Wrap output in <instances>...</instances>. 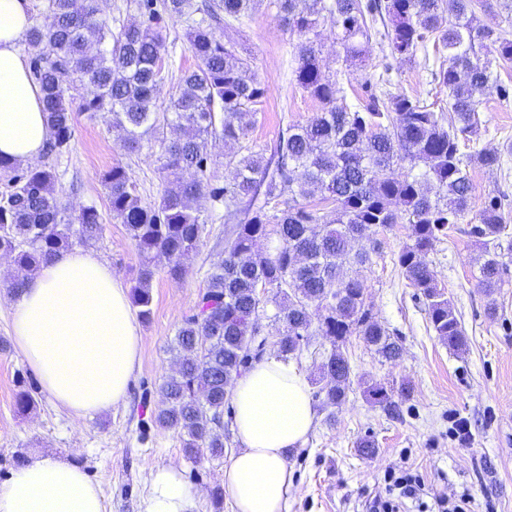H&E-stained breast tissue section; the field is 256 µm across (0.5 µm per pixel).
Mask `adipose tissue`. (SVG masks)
<instances>
[{"instance_id":"adipose-tissue-1","label":"adipose tissue","mask_w":512,"mask_h":512,"mask_svg":"<svg viewBox=\"0 0 512 512\" xmlns=\"http://www.w3.org/2000/svg\"><path fill=\"white\" fill-rule=\"evenodd\" d=\"M29 0H0V157L32 162L50 137L38 84L20 50ZM12 336L54 403L81 417L125 405L141 356L127 288L94 252L74 249L41 265L14 302ZM240 446L224 466L235 512H288L289 449L315 422L309 385L290 363L269 357L231 391ZM200 494L174 464L155 468L139 512H197ZM0 512H105L103 496L78 465L37 455L0 482Z\"/></svg>"}]
</instances>
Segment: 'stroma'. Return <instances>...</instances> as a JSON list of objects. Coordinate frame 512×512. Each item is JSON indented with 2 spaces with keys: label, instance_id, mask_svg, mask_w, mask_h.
<instances>
[{
  "label": "stroma",
  "instance_id": "35a3bbf8",
  "mask_svg": "<svg viewBox=\"0 0 512 512\" xmlns=\"http://www.w3.org/2000/svg\"><path fill=\"white\" fill-rule=\"evenodd\" d=\"M224 38L241 48L251 74L267 93L259 106V121L243 144L209 142L208 169L220 180L230 178L226 161L241 146L270 156L288 124L305 122L319 108L293 79L298 38L284 23L279 0H262L251 16L225 29ZM315 44L323 74L336 83L337 105L355 106L363 96L362 83L381 80L390 92L447 112L448 96L432 77L446 50L429 47L428 60L410 64L391 56L385 39L376 35L368 45L369 65L363 68L345 59L335 17L327 11L319 17ZM167 49L172 77L159 89L162 102L174 93L182 70L195 64L185 23L169 22ZM478 101L480 121L471 146L502 150L512 144V61L501 68L499 83L490 85ZM119 140V131L105 121L92 122L78 113L69 147L41 156L38 163L55 169L57 188L71 212L97 207L103 233L92 250L129 287L139 275L140 258L124 225L109 212L102 176L112 164L122 163L132 172L142 202L151 204L159 198L162 173L157 148L146 145L128 153ZM472 179L475 202L499 195L512 212V153H505L501 168H474ZM202 211L206 231L198 251L184 259L181 280L172 281L161 268L154 274L152 317L140 325L141 362L130 380L126 405L83 418L54 403L16 350L10 293L15 270L9 258L0 256V481L22 461L52 451L87 471L102 490L106 512H139L150 472L173 463L198 489V512H234L230 496L218 503L212 498L224 478L223 461L188 459L177 434L151 420L160 402L157 389L174 370L169 345L192 313L207 286V273L224 249L223 204L206 200ZM474 221L470 211L449 225L447 236L427 256L439 287L464 325L468 346L462 353L449 350L435 336L423 299L395 263L409 240V226L399 224L375 239L359 241V248L372 253V265L363 272L367 302L398 339L403 354L383 362L359 337H350L344 351L358 385L336 411L317 407L306 444L289 453L295 486L288 512H360L362 488L382 481L385 470L408 466L448 495L469 493L474 512H512V280L489 295L477 287L480 249L468 234ZM365 381L407 382L413 394L392 417L366 400L361 387ZM24 390L32 393L36 405L22 413L16 400ZM460 422L470 436L465 444L452 435ZM368 435L376 442V453L370 457L356 448L357 440Z\"/></svg>",
  "mask_w": 512,
  "mask_h": 512
}]
</instances>
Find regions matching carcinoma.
<instances>
[{
    "label": "carcinoma",
    "instance_id": "obj_1",
    "mask_svg": "<svg viewBox=\"0 0 512 512\" xmlns=\"http://www.w3.org/2000/svg\"><path fill=\"white\" fill-rule=\"evenodd\" d=\"M134 4L143 20L115 33L98 0H48L51 22L32 18L25 51L48 113L47 153H61L74 135L71 89L85 90L79 111L87 120L103 118L122 131L125 150L146 143L161 149L162 189L154 204L142 203L124 165L115 163L103 175L112 219L125 225L141 259L130 296L143 320L151 315L155 260H165L168 276L180 279L183 259L199 249L205 231L200 200L224 202V254L177 329L170 346L175 369L159 387L155 421L178 434L186 455L196 461L224 456V403L249 362L261 357L256 342L270 305L269 317L279 324L276 356L300 355L310 336L331 342L318 364L326 407H340L352 390L353 370L342 351L350 337L386 362L401 356V345L367 304L363 280L344 274L372 264L369 251L353 250L358 238L410 225L396 264L422 296L435 335L453 351H465V329L426 256L469 211L470 170L502 167L501 152L467 153L461 143L479 124L476 95L496 80L500 63L512 60L509 32L479 24L478 14L497 6L512 15V0H333L328 6L280 0L299 38L295 81L321 108L288 125L270 159L253 152L230 157L232 176L222 186L207 173L208 139H246L266 89L218 25L247 16L255 0H209L200 7L195 0H163L160 10L154 0ZM326 9L336 17L347 59L365 60L378 21L390 54L410 64L431 39L447 49L446 62L432 75L448 90L451 124L431 107L387 90H366V101L352 109L336 106V83L323 75L311 38ZM167 17L188 23L196 66L181 72L163 106L156 94L169 77ZM0 175L8 186L0 195V254L16 268L15 295L41 264L98 241L103 224L93 205L67 214L49 167L22 168L0 158ZM314 196L320 207L304 204ZM508 220L502 199L491 196L468 229L481 248L477 285L488 294L508 271L498 252ZM411 391L407 382H376L364 394L396 415L398 401Z\"/></svg>",
    "mask_w": 512,
    "mask_h": 512
}]
</instances>
